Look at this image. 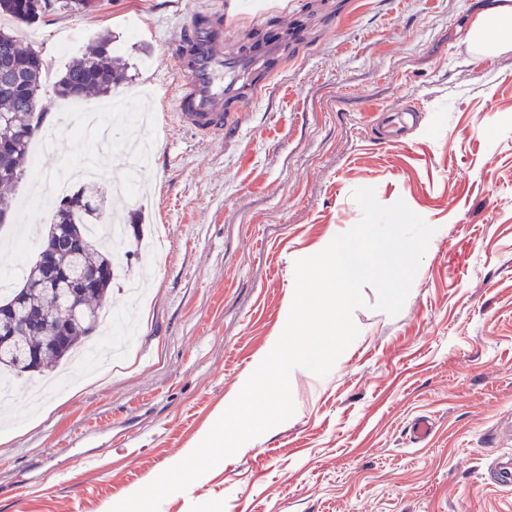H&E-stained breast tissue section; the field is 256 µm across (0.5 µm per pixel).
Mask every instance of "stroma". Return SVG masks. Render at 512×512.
Wrapping results in <instances>:
<instances>
[{
	"instance_id": "1",
	"label": "stroma",
	"mask_w": 512,
	"mask_h": 512,
	"mask_svg": "<svg viewBox=\"0 0 512 512\" xmlns=\"http://www.w3.org/2000/svg\"><path fill=\"white\" fill-rule=\"evenodd\" d=\"M219 0H68L33 26L13 24L44 66L54 173L90 156L65 131L53 85L98 35L128 65L118 85L132 112L154 113L157 146L140 205L157 258L115 248L113 314L136 309L128 351L95 369L71 365L63 388L30 400L25 381L0 394V512H106L193 446L280 336L297 260L361 218L352 198L404 200L436 232L397 316L354 313L359 336L323 377L298 368L296 411L166 497L159 512H512V51L477 61L468 29L491 0H220L246 18L279 10L267 31L300 28L278 76L239 127L201 138L166 130L158 112L187 17ZM422 111L404 138L379 142L381 109ZM31 180L0 186L16 202L0 225L14 285L37 252L17 226ZM432 430L412 444L414 419Z\"/></svg>"
}]
</instances>
